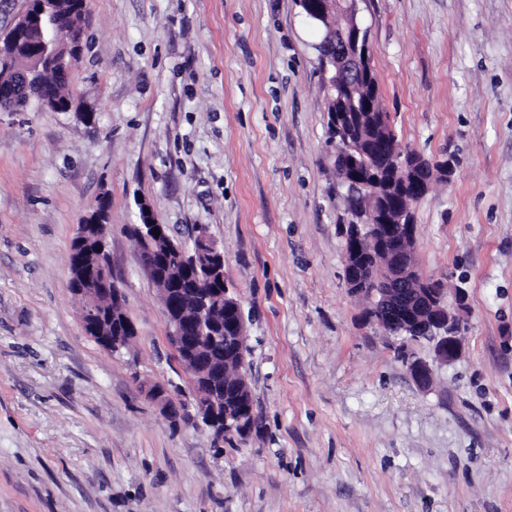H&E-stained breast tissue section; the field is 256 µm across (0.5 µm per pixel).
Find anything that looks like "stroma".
Returning a JSON list of instances; mask_svg holds the SVG:
<instances>
[{
    "mask_svg": "<svg viewBox=\"0 0 512 512\" xmlns=\"http://www.w3.org/2000/svg\"><path fill=\"white\" fill-rule=\"evenodd\" d=\"M400 151L454 160L413 206L416 262L463 285V356L421 389L345 283L317 50L299 0H89L78 109L0 112V512H512V0H359ZM95 115L88 122L79 110ZM107 201L137 334L115 356L68 286ZM224 251L258 423L170 419L190 376L129 233Z\"/></svg>",
    "mask_w": 512,
    "mask_h": 512,
    "instance_id": "stroma-1",
    "label": "stroma"
}]
</instances>
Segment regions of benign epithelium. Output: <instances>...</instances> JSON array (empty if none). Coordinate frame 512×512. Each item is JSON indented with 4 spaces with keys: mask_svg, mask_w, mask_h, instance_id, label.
<instances>
[{
    "mask_svg": "<svg viewBox=\"0 0 512 512\" xmlns=\"http://www.w3.org/2000/svg\"><path fill=\"white\" fill-rule=\"evenodd\" d=\"M23 6L14 10L15 0H0V12L11 15L0 26V57L6 45L25 42V50L36 61L54 62L66 75L69 66L65 53L79 52L80 39L68 27V18L48 10L47 0H22ZM358 0H301L306 15L318 20L327 10L334 8L343 18V26L336 29L332 38L333 48L321 55L322 76L328 99L336 104L331 113L332 143L336 147L335 166L342 172L341 186L345 190L349 220L344 225L345 237L367 240L392 260L393 271L386 277L377 275L371 265L370 254L353 252L345 263V279L354 297H369L366 315L377 329L386 336L399 333L406 337L433 336L435 360L450 364L463 354L459 339L461 317L459 310H450L442 294L415 265L411 251L404 246H392L379 236L378 225L393 224L398 227L401 242L414 238V212L385 205L378 215L355 204V199L373 185L386 190L418 197L428 182V176L448 178L452 172L451 160L442 157L429 162L413 154L397 158L395 167L384 172L374 165V155L355 154L351 137L356 134L355 115L372 108V95L377 92L374 73L370 64L368 35L357 22ZM0 112H24L35 104L51 110L71 111L74 103L63 107L54 93L35 70L20 73L19 85L3 91ZM142 223L132 226L131 234L150 277L166 285L165 313L169 339L184 364L190 365L191 391L201 424L210 431L215 441H224V369L222 360L214 355V335L220 326L207 319L212 302L224 298L230 290L224 283V251L211 240L203 228L196 230L193 249L184 244H170L167 261L187 274V278L171 277V268L160 260L161 253L153 247L154 240L166 235L163 225L156 221L154 211L141 207ZM75 263L70 269L71 290L94 296L107 293L121 298L117 286L106 287L112 281L110 268V225L104 213L96 209L87 223L78 225L71 241ZM83 324L94 339L104 348L119 351L135 326L117 320L114 333L101 329L98 319L85 313ZM246 324L240 321L235 335L226 339L229 348L239 355L240 367H245ZM404 365L421 388L429 386L433 369L420 358H406Z\"/></svg>",
    "mask_w": 512,
    "mask_h": 512,
    "instance_id": "7a95c632",
    "label": "benign epithelium"
}]
</instances>
